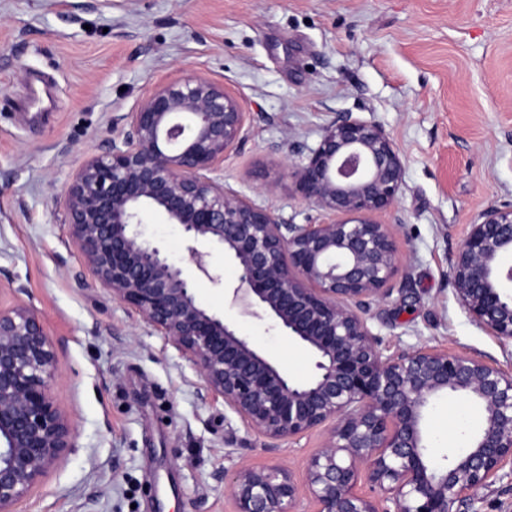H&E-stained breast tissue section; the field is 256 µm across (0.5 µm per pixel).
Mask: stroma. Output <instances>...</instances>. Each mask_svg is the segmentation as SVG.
Here are the masks:
<instances>
[{
  "label": "stroma",
  "mask_w": 512,
  "mask_h": 512,
  "mask_svg": "<svg viewBox=\"0 0 512 512\" xmlns=\"http://www.w3.org/2000/svg\"><path fill=\"white\" fill-rule=\"evenodd\" d=\"M188 74L223 85L244 116L214 179L295 224L327 219L290 177L324 128L345 113L381 126L402 190L374 219L399 261L392 295L365 307L370 328L387 355L436 347L512 370V346L468 318L451 281L470 225L512 203V0H0V306L38 313L75 429L16 512H232L224 473L282 464L300 483L320 443L252 433L72 242L75 170L121 141L124 115L156 85ZM144 231L189 268L179 226L150 212ZM197 298L310 376L309 353L223 289L199 279ZM477 422L464 402L433 399V456L464 447Z\"/></svg>",
  "instance_id": "1"
}]
</instances>
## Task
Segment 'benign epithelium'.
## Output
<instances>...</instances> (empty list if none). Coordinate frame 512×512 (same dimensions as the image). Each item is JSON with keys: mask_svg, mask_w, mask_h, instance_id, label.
Masks as SVG:
<instances>
[{"mask_svg": "<svg viewBox=\"0 0 512 512\" xmlns=\"http://www.w3.org/2000/svg\"><path fill=\"white\" fill-rule=\"evenodd\" d=\"M122 143L87 156L65 191L73 244L112 297L137 311L194 366L247 428L273 443L321 433L298 485L280 464L244 465L228 481L233 512H459L512 465V371L482 357L420 347L386 356L361 315L385 300L398 261L388 225L364 218L395 205L402 158L374 122L338 116L292 172L296 192L342 220L294 224L209 177L240 138L243 112L224 86L188 75L157 86L125 116ZM180 227L194 274L145 238L143 214ZM229 287L253 317L304 347L305 381L268 360L224 315L202 305L196 281ZM512 205L472 224L451 268L467 316L512 344ZM53 344L35 311L0 308V512L25 497L74 447L53 394ZM446 394L472 402L468 445L437 463L423 420ZM380 492L358 491L360 479Z\"/></svg>", "mask_w": 512, "mask_h": 512, "instance_id": "1", "label": "benign epithelium"}]
</instances>
